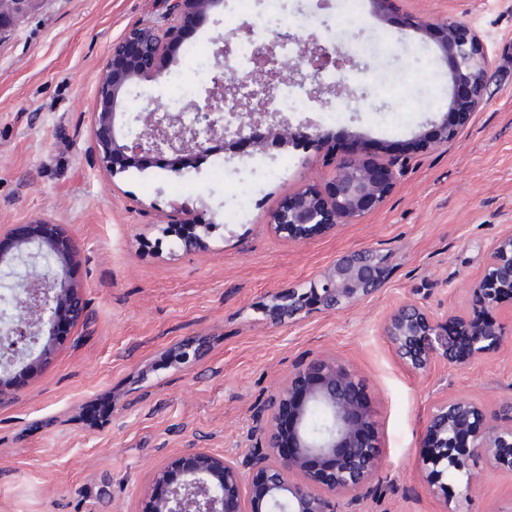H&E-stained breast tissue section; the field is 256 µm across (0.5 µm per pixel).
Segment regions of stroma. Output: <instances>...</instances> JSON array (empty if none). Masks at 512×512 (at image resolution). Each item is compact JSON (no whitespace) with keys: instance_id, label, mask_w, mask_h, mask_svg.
<instances>
[{"instance_id":"obj_1","label":"stroma","mask_w":512,"mask_h":512,"mask_svg":"<svg viewBox=\"0 0 512 512\" xmlns=\"http://www.w3.org/2000/svg\"><path fill=\"white\" fill-rule=\"evenodd\" d=\"M166 0H24L0 30V241L46 218L72 239L71 279L84 312L69 336L21 373L0 398V512H141L155 467L199 448L246 461L251 429L278 383L334 355L362 379L377 422L381 463L336 512H446L418 467L436 400L463 397L502 413L512 405V305L494 318L495 351L461 368L414 372L384 333L412 302L445 318L471 303L486 254L512 232V0H390L337 27L338 6L285 0L300 43L347 40L362 73L340 121L311 116L336 143L375 139L373 162L401 173L357 220L294 240L272 214L305 187L326 191L329 151L291 152L287 172L258 183L236 224L224 204L234 176L217 180L215 155L165 159L111 176L95 154L96 90L109 52L128 29L161 23ZM456 21L484 41L490 100L447 143L429 145L448 110L450 63L425 33ZM208 207L206 247L181 249L170 229ZM370 251L382 279L369 296L328 309L314 304L272 321L275 294L311 283L344 256ZM110 411H94L102 399ZM462 512H512V475L485 470Z\"/></svg>"}]
</instances>
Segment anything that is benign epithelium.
I'll return each mask as SVG.
<instances>
[{"label": "benign epithelium", "instance_id": "1", "mask_svg": "<svg viewBox=\"0 0 512 512\" xmlns=\"http://www.w3.org/2000/svg\"><path fill=\"white\" fill-rule=\"evenodd\" d=\"M218 4V0H170L176 20L165 30L155 25L130 28L117 43L104 68L97 89L94 125L95 151L100 163L112 176L148 169L150 160L186 154L196 162L207 160L217 151L227 159L244 158L239 146L252 141L258 151L272 146L283 152L319 149L326 135L319 124L305 119L292 125L288 115L270 108L269 93L279 83L301 74V85L309 97L323 102L330 94L341 100L346 85L333 88L311 81L312 73L333 65L338 71L353 63L351 50L331 49L316 44L304 47L300 65H290L280 54L281 35L274 33L261 48L249 75L252 89L241 101V111L224 115V99L235 93L226 77L224 60L240 46L239 33L250 37V25L224 34L215 51L211 86L202 102H194L190 122L182 114L162 106L148 113L146 126L139 132L125 121L121 111L130 88L145 78L159 79L168 69L176 47L196 24ZM436 40L440 52L452 59V94L448 113L435 133V142L446 143L470 113L486 102L484 79L488 53L472 30L458 22L423 27ZM352 148L335 154V171L327 197L305 189L288 197L273 215L280 231L302 238L312 226L324 227L338 219L362 216L385 197L396 175L394 164L367 161L366 135H350ZM36 228L19 237L17 250L8 258L0 254V270L18 264L42 267V272L15 285V307L0 345V378L26 361L47 354L60 339L62 306L69 304L71 323L84 311L81 297L71 284L69 257L72 241L60 225L54 235ZM196 234L181 239L184 250L205 243L214 221L196 219ZM381 266L373 253L339 260L309 290L292 289L275 297L270 315L284 319L299 314L309 297L325 307L354 303L369 295L381 282ZM512 288V233L496 241L487 253L483 272L471 288L472 295L490 312ZM472 313L463 311L444 320L432 317L421 306L406 303L386 320L385 335L402 359L414 371L427 372L443 360L450 368H460L495 350L501 329L491 323L472 333L448 332V324L468 325ZM257 451L251 470L242 472L238 463L196 450L168 459L154 472V486L166 487L163 496L151 495L144 512H243L249 501L251 512H334L332 496L352 493L375 475L380 462L377 424L366 399L361 380L342 360L325 356L289 374L277 387L267 419L253 426ZM481 457L486 467L512 473V417L500 422L480 403L467 398L439 399L426 426L421 468L427 473L433 491L448 489V475L454 482H465L467 495L476 483L470 462Z\"/></svg>", "mask_w": 512, "mask_h": 512}]
</instances>
